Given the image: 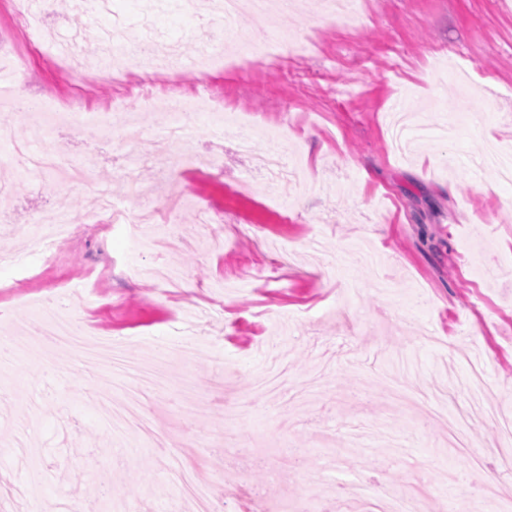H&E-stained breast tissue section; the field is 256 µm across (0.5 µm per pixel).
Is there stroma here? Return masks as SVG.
I'll return each instance as SVG.
<instances>
[{"instance_id":"1","label":"stroma","mask_w":512,"mask_h":512,"mask_svg":"<svg viewBox=\"0 0 512 512\" xmlns=\"http://www.w3.org/2000/svg\"><path fill=\"white\" fill-rule=\"evenodd\" d=\"M241 3L231 32L186 0H109L89 17L56 0L22 19L0 0V68L12 83L43 97L77 88L93 108L121 95L129 120L101 151L88 130L37 127L0 106V287L27 269L35 297L101 272L85 319L121 340L130 361L174 351L168 377L192 381L194 416L152 391L142 399L155 433L210 485L221 512H243L247 487L266 512L304 497L317 512H372L376 480L423 497L425 512L437 502L444 512L460 502L512 512V442L482 412L487 404L512 419V182L464 165L512 152V0H366L342 21L325 0H295L245 53L235 32L251 27L250 0ZM111 22L179 44L184 90L225 94L280 136L241 147L239 124L217 126L204 109L188 138L169 137L161 70L129 91L78 83L47 53L9 67L27 28L62 36L74 24L85 42ZM282 34L309 46L268 59ZM21 143L90 166L88 184L17 168ZM275 146L299 178L273 181L260 168ZM188 150L222 156V182L183 165ZM99 190L175 216L174 236L140 248L124 227L96 228ZM198 194L222 211L207 238ZM62 213L72 233L47 269L31 245ZM0 310V338L30 335L26 302L0 294ZM281 361L308 398L254 401L253 378ZM477 370L487 382L479 405L469 395ZM133 385L69 351L19 348L0 368V512L34 503L70 512L77 500L87 512L131 503L164 512L173 500L190 512L167 448L110 430L111 394ZM431 406L469 415L466 447L443 441Z\"/></svg>"}]
</instances>
